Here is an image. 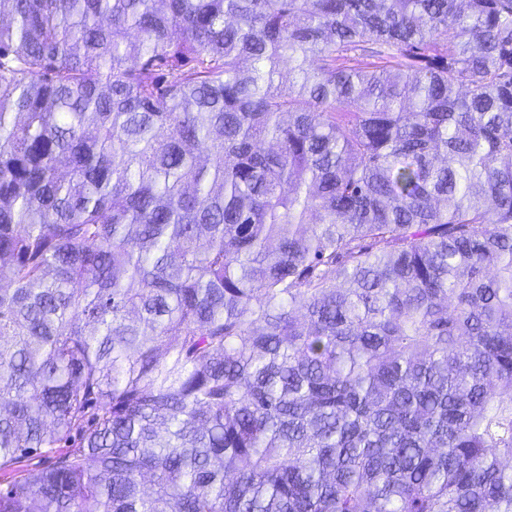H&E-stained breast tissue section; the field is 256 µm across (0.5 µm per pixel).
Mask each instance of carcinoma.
Here are the masks:
<instances>
[{"label":"carcinoma","instance_id":"1","mask_svg":"<svg viewBox=\"0 0 512 512\" xmlns=\"http://www.w3.org/2000/svg\"><path fill=\"white\" fill-rule=\"evenodd\" d=\"M0 512H512V0H0ZM69 450V448H56L53 452L46 454L43 457H37L32 460L24 461L15 465L16 467L0 470V485L3 487L6 485L8 481L19 477L20 475L25 477H33L41 469L48 466L53 458L59 455L60 453H65Z\"/></svg>","mask_w":512,"mask_h":512}]
</instances>
